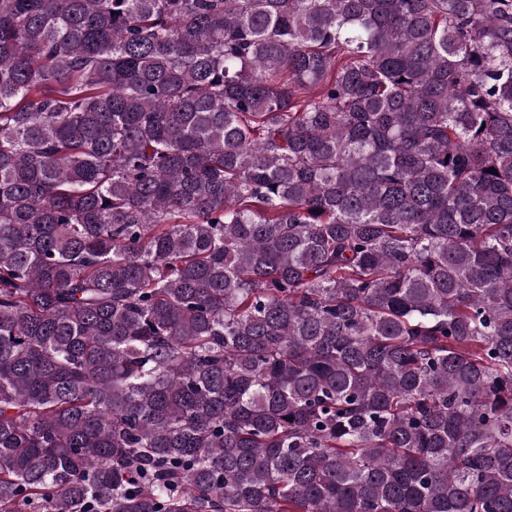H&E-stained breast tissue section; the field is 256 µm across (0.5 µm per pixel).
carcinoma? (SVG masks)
Returning a JSON list of instances; mask_svg holds the SVG:
<instances>
[{"instance_id":"cac0c4a2","label":"carcinoma","mask_w":512,"mask_h":512,"mask_svg":"<svg viewBox=\"0 0 512 512\" xmlns=\"http://www.w3.org/2000/svg\"><path fill=\"white\" fill-rule=\"evenodd\" d=\"M0 512H512V0H0Z\"/></svg>"}]
</instances>
